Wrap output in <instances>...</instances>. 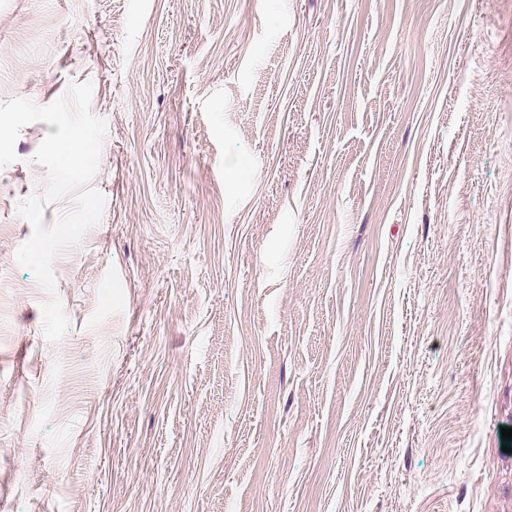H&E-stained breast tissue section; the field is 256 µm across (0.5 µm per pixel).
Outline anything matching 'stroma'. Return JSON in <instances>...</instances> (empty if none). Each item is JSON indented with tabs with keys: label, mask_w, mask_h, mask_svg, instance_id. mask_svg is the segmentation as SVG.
<instances>
[{
	"label": "stroma",
	"mask_w": 512,
	"mask_h": 512,
	"mask_svg": "<svg viewBox=\"0 0 512 512\" xmlns=\"http://www.w3.org/2000/svg\"><path fill=\"white\" fill-rule=\"evenodd\" d=\"M87 80L56 344L0 169V512H512V0H0V101Z\"/></svg>",
	"instance_id": "35a3bbf8"
}]
</instances>
